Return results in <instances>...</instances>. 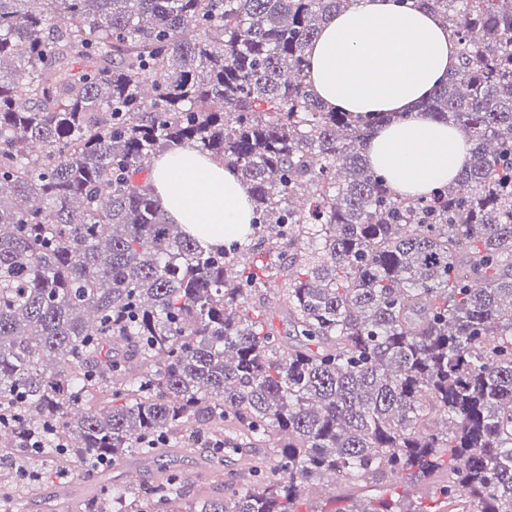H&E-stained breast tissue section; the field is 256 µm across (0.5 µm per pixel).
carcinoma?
I'll list each match as a JSON object with an SVG mask.
<instances>
[{
    "mask_svg": "<svg viewBox=\"0 0 512 512\" xmlns=\"http://www.w3.org/2000/svg\"><path fill=\"white\" fill-rule=\"evenodd\" d=\"M0 0V465L77 472L221 439L217 492L168 474L89 512H294L346 471L349 512H512V0H422L460 63L424 102L458 179L399 196L370 126L311 93L306 46L353 0ZM196 143L232 167L255 241L205 250L139 173ZM288 344L250 304L292 267ZM405 488L410 492L413 496L414 501H417L420 504V507L428 512H448V507L443 503L444 499L437 493L436 491H432V487L421 484L418 485L417 488L421 491L431 492L429 495H421L414 491L413 486H400V484H395L394 481L387 480L384 481L383 484H380L377 489L381 490L384 493L386 498H389L392 495L401 494ZM414 495H413V494Z\"/></svg>",
    "mask_w": 512,
    "mask_h": 512,
    "instance_id": "cac0c4a2",
    "label": "carcinoma"
}]
</instances>
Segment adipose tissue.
<instances>
[{
	"label": "adipose tissue",
	"mask_w": 512,
	"mask_h": 512,
	"mask_svg": "<svg viewBox=\"0 0 512 512\" xmlns=\"http://www.w3.org/2000/svg\"><path fill=\"white\" fill-rule=\"evenodd\" d=\"M308 80L327 108L392 114L366 148L374 170L404 197L454 181L468 159L463 134L420 103L459 65L448 30L430 12L394 0H354L307 46ZM153 185L171 223L218 248L249 234L247 192L223 162L185 145L153 164Z\"/></svg>",
	"instance_id": "adipose-tissue-1"
}]
</instances>
